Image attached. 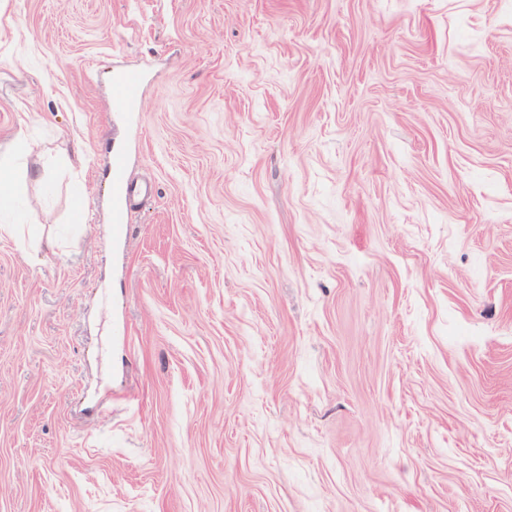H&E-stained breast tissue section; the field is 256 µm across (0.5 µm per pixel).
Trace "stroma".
<instances>
[{"mask_svg": "<svg viewBox=\"0 0 512 512\" xmlns=\"http://www.w3.org/2000/svg\"><path fill=\"white\" fill-rule=\"evenodd\" d=\"M0 163V512H512V0H0ZM142 80L138 72L127 70L116 79L113 88V109L133 106L141 95ZM147 194L137 184L130 183L124 173L123 162L115 158L112 164V223L113 230L121 234L124 230L126 208L132 205L136 199ZM11 174L2 168L0 164V235H11L14 229L18 228L15 219H4V216H12L14 210L13 192L10 189Z\"/></svg>", "mask_w": 512, "mask_h": 512, "instance_id": "35a3bbf8", "label": "stroma"}]
</instances>
